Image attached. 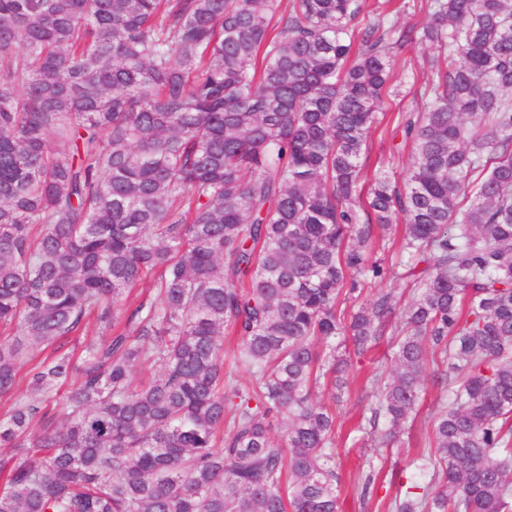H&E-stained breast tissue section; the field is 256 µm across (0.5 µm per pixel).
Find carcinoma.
I'll return each instance as SVG.
<instances>
[{
	"mask_svg": "<svg viewBox=\"0 0 512 512\" xmlns=\"http://www.w3.org/2000/svg\"><path fill=\"white\" fill-rule=\"evenodd\" d=\"M426 10L417 29L365 0H0V512H340L314 396L349 365L337 338L361 357L387 335L384 446L430 351L452 398L438 459L412 460L430 481L376 512H512V0ZM425 41L443 61L395 117L407 181L369 180L395 52ZM386 279L413 290L403 323L390 292L338 310ZM25 367L37 394L76 382L48 408L17 392Z\"/></svg>",
	"mask_w": 512,
	"mask_h": 512,
	"instance_id": "carcinoma-1",
	"label": "carcinoma"
}]
</instances>
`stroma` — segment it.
<instances>
[{"instance_id":"obj_1","label":"stroma","mask_w":512,"mask_h":512,"mask_svg":"<svg viewBox=\"0 0 512 512\" xmlns=\"http://www.w3.org/2000/svg\"><path fill=\"white\" fill-rule=\"evenodd\" d=\"M433 54V49L425 43L410 45L400 52L396 69L401 75V93L385 98L383 111H402L412 105L420 87L416 77L426 69ZM411 163V151L402 147L400 137L389 131L371 135L367 154L369 170L387 172L393 180L402 183L407 178ZM394 369L388 346H379L364 357L352 359L346 375L347 386L339 401H332L327 393L322 396L323 402L336 404L334 454L342 493V512H374L375 500L366 502L360 497L369 470L377 472L375 487L378 497L394 495L400 483L423 478L422 473L410 467L409 462L418 445L429 439L435 416L442 403L449 401L450 392L432 381H425L423 399L405 423L398 444L391 448L383 447L380 435L368 434L361 424L370 417L376 403L371 396V379L388 380Z\"/></svg>"}]
</instances>
